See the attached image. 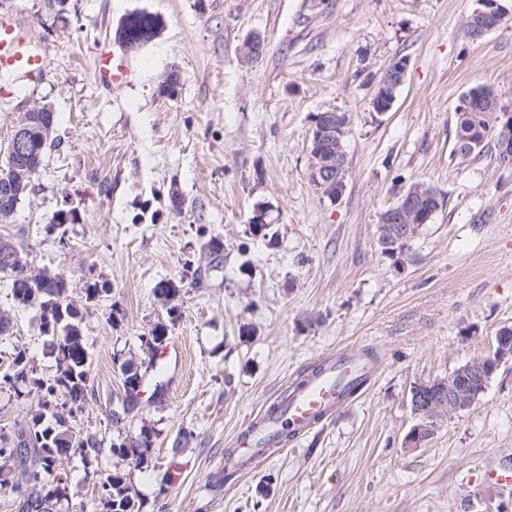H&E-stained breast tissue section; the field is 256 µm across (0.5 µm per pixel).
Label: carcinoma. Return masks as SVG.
Listing matches in <instances>:
<instances>
[{
  "instance_id": "cac0c4a2",
  "label": "carcinoma",
  "mask_w": 512,
  "mask_h": 512,
  "mask_svg": "<svg viewBox=\"0 0 512 512\" xmlns=\"http://www.w3.org/2000/svg\"><path fill=\"white\" fill-rule=\"evenodd\" d=\"M159 20L150 13L128 15L121 24L122 41L146 45L155 36ZM490 91L477 85L464 92L456 106L455 139L478 125L486 134L482 146L473 155L497 150V140L504 134L512 137V117L506 110L486 111L481 95ZM20 123L32 129L33 146L28 159L21 165L4 155L0 160V224H8L31 191L30 178L41 167L55 128L54 113L27 110ZM68 212L60 211L45 225V232L56 235L58 243L65 245ZM0 277L11 281L14 301L18 306L35 311L41 333L49 338L54 354L56 374L44 379L37 376L34 357L18 351L11 361V371L3 373L0 381L14 389V395L39 397L40 409L23 424L9 432L0 433V491L14 492L24 485L36 496L42 497L37 512H53L54 504L67 495V481L58 473L57 461L75 448L83 454L85 464L91 465L102 452L93 437H82L71 425V419L83 411L87 402V387L91 360L84 343V308L69 298V281L60 273L33 270L28 263L16 261L9 268L0 265ZM158 293L171 305L167 309L169 321L177 320L180 312L174 300L179 288L171 281L160 285ZM167 326L157 324L150 335L140 338L141 346L154 354L156 342L166 336ZM142 364L128 358L120 364L124 380L123 413L133 411L139 401L138 392L143 382ZM153 429L142 426L138 436L114 442L109 448L112 455L143 470L148 467ZM101 512H140L134 488L129 478L119 470L102 474L98 481Z\"/></svg>"
}]
</instances>
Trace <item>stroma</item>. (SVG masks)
<instances>
[{"label": "stroma", "instance_id": "stroma-1", "mask_svg": "<svg viewBox=\"0 0 512 512\" xmlns=\"http://www.w3.org/2000/svg\"><path fill=\"white\" fill-rule=\"evenodd\" d=\"M475 0H0L49 50L44 80L2 74L0 148L35 105L56 115L55 147L6 235L32 268L65 275L73 299L105 291L85 315L88 401L77 419L104 450L98 469L124 470L142 512H512V489L488 481L512 469V361L469 409L436 420L416 448L410 391L492 351L512 326V166L484 154L453 158L455 108L483 84L512 114V13L477 42L464 25ZM160 25L130 53V84L98 88L97 47L115 44L130 13ZM260 37L249 61L243 45ZM407 72L392 109L374 112L373 77ZM349 118L347 188L333 202L306 172L315 114ZM422 182L446 206L403 258L378 244L381 213ZM72 209L68 243L44 230ZM264 209L276 236L252 237ZM220 260L204 253L211 238ZM199 278L183 277L186 260ZM179 285L169 322L161 283ZM0 373L17 351L39 375L55 361L34 312L0 279ZM168 323L181 370L162 398H124L120 363L145 360L140 339ZM376 354L379 371L332 419L228 482L224 453L287 384L326 356ZM120 419H113V412ZM155 435L151 467L113 457V439ZM58 512H99L80 454L59 464Z\"/></svg>", "mask_w": 512, "mask_h": 512}]
</instances>
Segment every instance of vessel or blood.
Masks as SVG:
<instances>
[{
	"label": "vessel or blood",
	"mask_w": 512,
	"mask_h": 512,
	"mask_svg": "<svg viewBox=\"0 0 512 512\" xmlns=\"http://www.w3.org/2000/svg\"><path fill=\"white\" fill-rule=\"evenodd\" d=\"M32 38L21 19L0 16V74L17 73L36 83L46 75L48 60L45 49L32 48ZM92 75L101 88L128 84L133 71L122 49H98L94 56ZM360 365L354 355L341 354L330 358L323 373L307 385L288 392L287 418L296 431H303L334 415L348 397L347 386L358 375ZM274 428L257 430L235 455L225 457L226 470L251 472L267 445L274 441Z\"/></svg>",
	"instance_id": "1"
}]
</instances>
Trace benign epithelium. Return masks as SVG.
<instances>
[{
	"label": "benign epithelium",
	"instance_id": "obj_1",
	"mask_svg": "<svg viewBox=\"0 0 512 512\" xmlns=\"http://www.w3.org/2000/svg\"><path fill=\"white\" fill-rule=\"evenodd\" d=\"M477 8L473 11L478 31L485 35L495 29L503 17L504 10L497 0H476ZM407 63L396 60L382 73L375 84L372 101L373 110L379 114L389 111L395 100V91L405 81ZM342 139V127L337 119V112L327 110L313 117L310 132L308 180L323 196L332 201L342 198L346 191L347 163L336 155L337 143ZM30 143V131L25 126L15 128L8 142V153L13 156H24ZM433 215L431 210H423L418 204V196L412 191L403 193L402 203L395 210L380 216L381 223L386 225L388 235L398 242L408 240L412 229L428 222ZM496 357L491 365L471 364L462 367L458 372L455 387L448 388V395H436L433 398H422L421 413L425 416L440 412L457 414L470 407L467 401L469 392L467 385L476 381L483 382L487 373H495L502 364L512 358V328L505 327L496 337ZM429 426L426 421L416 424L406 435L405 444L408 448H416L426 441L425 434Z\"/></svg>",
	"mask_w": 512,
	"mask_h": 512
}]
</instances>
